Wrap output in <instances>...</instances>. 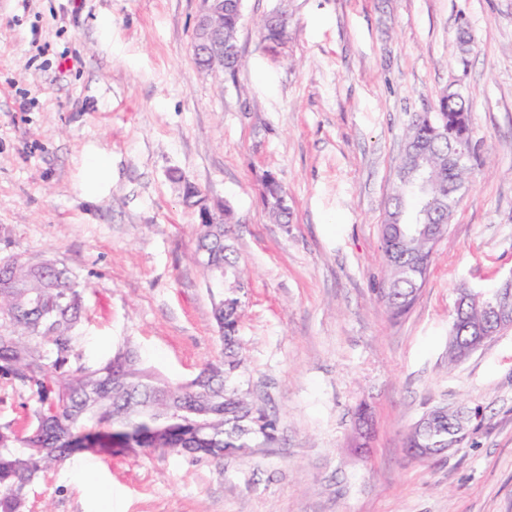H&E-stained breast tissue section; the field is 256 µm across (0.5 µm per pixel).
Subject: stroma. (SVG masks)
<instances>
[{
	"label": "stroma",
	"mask_w": 512,
	"mask_h": 512,
	"mask_svg": "<svg viewBox=\"0 0 512 512\" xmlns=\"http://www.w3.org/2000/svg\"><path fill=\"white\" fill-rule=\"evenodd\" d=\"M199 6L0 0V258L72 273L87 358L128 345L182 381L222 351L182 184L228 205L248 273L240 382L278 443L220 465L76 457L35 484L28 512H512V330L448 365L458 289L512 274V0H245L234 83L193 60ZM272 16L276 39L259 27ZM449 88L469 97L481 166L395 318L379 226L407 125ZM98 150L112 186L92 202L80 181ZM268 173L291 223L263 205ZM436 404L471 412L467 437L413 457L404 437Z\"/></svg>",
	"instance_id": "obj_1"
}]
</instances>
